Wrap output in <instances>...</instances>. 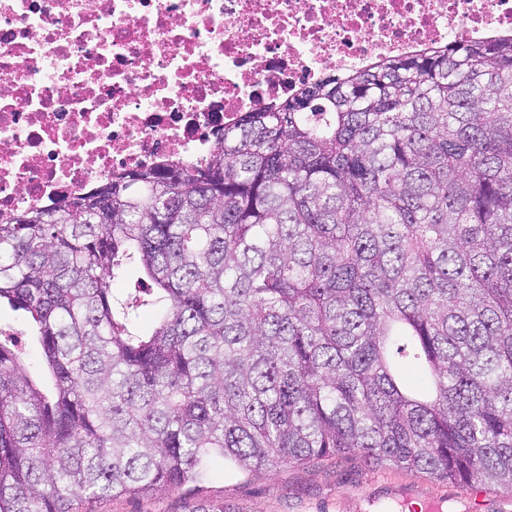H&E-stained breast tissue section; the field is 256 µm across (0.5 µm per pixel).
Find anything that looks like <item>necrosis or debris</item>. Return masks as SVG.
I'll return each instance as SVG.
<instances>
[{
  "mask_svg": "<svg viewBox=\"0 0 512 512\" xmlns=\"http://www.w3.org/2000/svg\"><path fill=\"white\" fill-rule=\"evenodd\" d=\"M512 33V0H0V219L204 163L330 69Z\"/></svg>",
  "mask_w": 512,
  "mask_h": 512,
  "instance_id": "1",
  "label": "necrosis or debris"
}]
</instances>
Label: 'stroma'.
<instances>
[{"instance_id":"stroma-1","label":"stroma","mask_w":512,"mask_h":512,"mask_svg":"<svg viewBox=\"0 0 512 512\" xmlns=\"http://www.w3.org/2000/svg\"><path fill=\"white\" fill-rule=\"evenodd\" d=\"M195 485L161 495L114 496L84 503V512H194L202 504L233 512H512V493L494 485L482 500L465 486L394 466L323 460L243 473L223 459H208Z\"/></svg>"}]
</instances>
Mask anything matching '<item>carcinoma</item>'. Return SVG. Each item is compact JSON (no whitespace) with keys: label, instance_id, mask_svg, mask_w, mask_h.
<instances>
[{"label":"carcinoma","instance_id":"cac0c4a2","mask_svg":"<svg viewBox=\"0 0 512 512\" xmlns=\"http://www.w3.org/2000/svg\"><path fill=\"white\" fill-rule=\"evenodd\" d=\"M221 139L0 220V304L39 352L0 338V512L214 457L511 492L512 36L329 74ZM0 325L4 329H10L18 336L30 349L32 359L37 358L36 345L31 336L30 325L26 315L22 311H13L9 307L3 306L0 309Z\"/></svg>","mask_w":512,"mask_h":512}]
</instances>
